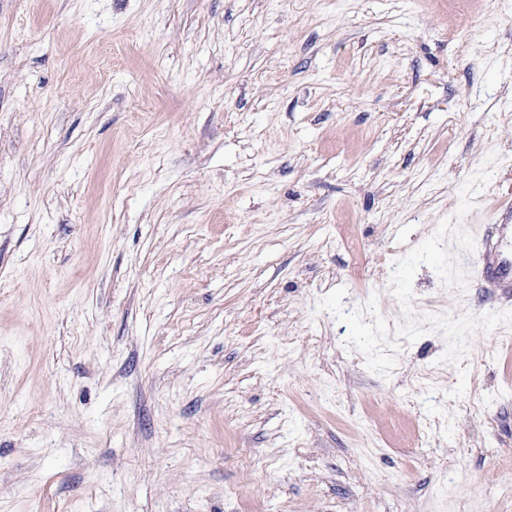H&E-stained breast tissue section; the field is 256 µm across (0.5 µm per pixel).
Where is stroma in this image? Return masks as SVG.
I'll return each instance as SVG.
<instances>
[{
	"instance_id": "35a3bbf8",
	"label": "stroma",
	"mask_w": 512,
	"mask_h": 512,
	"mask_svg": "<svg viewBox=\"0 0 512 512\" xmlns=\"http://www.w3.org/2000/svg\"><path fill=\"white\" fill-rule=\"evenodd\" d=\"M492 153L476 239L512 0H0V512H512V326L385 377L317 307L403 322L395 261Z\"/></svg>"
}]
</instances>
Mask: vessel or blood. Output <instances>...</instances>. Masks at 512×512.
Returning <instances> with one entry per match:
<instances>
[{"label": "vessel or blood", "instance_id": "obj_1", "mask_svg": "<svg viewBox=\"0 0 512 512\" xmlns=\"http://www.w3.org/2000/svg\"><path fill=\"white\" fill-rule=\"evenodd\" d=\"M483 248L467 252L462 260L479 287L512 295V224H488L481 236Z\"/></svg>", "mask_w": 512, "mask_h": 512}]
</instances>
